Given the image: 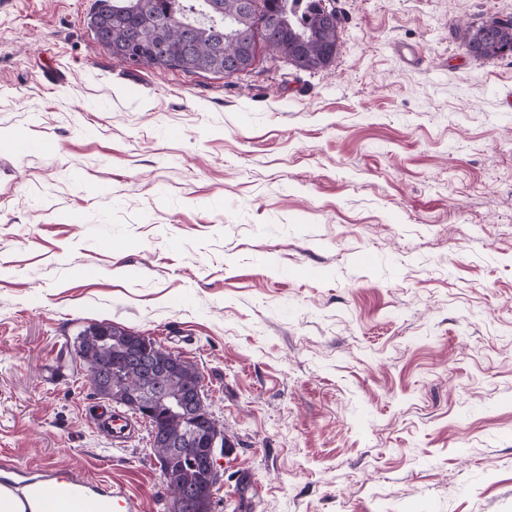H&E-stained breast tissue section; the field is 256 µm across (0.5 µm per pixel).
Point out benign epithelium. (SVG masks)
Here are the masks:
<instances>
[{
	"instance_id": "obj_1",
	"label": "benign epithelium",
	"mask_w": 512,
	"mask_h": 512,
	"mask_svg": "<svg viewBox=\"0 0 512 512\" xmlns=\"http://www.w3.org/2000/svg\"><path fill=\"white\" fill-rule=\"evenodd\" d=\"M88 333L103 345L90 371L89 382L94 392L107 401L109 392L117 393L132 412L153 423L156 444L204 472L202 481L173 493L171 512H182L188 507L196 512H212L214 491L223 479L219 457L224 455V432L208 409L203 383L192 386L185 394H171L162 388L163 380L182 361L170 351L168 357L154 359L151 368L140 372L136 384L112 389L108 378L118 363H134L141 356H152L157 345L148 336H115L96 323L88 325ZM172 416L187 421L186 430L172 432L167 426V419Z\"/></svg>"
}]
</instances>
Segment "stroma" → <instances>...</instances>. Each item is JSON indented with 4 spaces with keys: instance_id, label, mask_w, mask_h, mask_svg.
<instances>
[{
    "instance_id": "35a3bbf8",
    "label": "stroma",
    "mask_w": 512,
    "mask_h": 512,
    "mask_svg": "<svg viewBox=\"0 0 512 512\" xmlns=\"http://www.w3.org/2000/svg\"><path fill=\"white\" fill-rule=\"evenodd\" d=\"M95 0H0V459L170 494L73 341L195 364L212 512H512V0H337L336 57L135 71ZM415 46L418 63L398 55ZM468 51L482 57H500L512 54V23L500 24L496 19L469 29L465 34Z\"/></svg>"
}]
</instances>
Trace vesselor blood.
Instances as JSON below:
<instances>
[{
	"label": "vessel or blood",
	"instance_id": "b4317fda",
	"mask_svg": "<svg viewBox=\"0 0 512 512\" xmlns=\"http://www.w3.org/2000/svg\"><path fill=\"white\" fill-rule=\"evenodd\" d=\"M139 498L125 487L54 469L0 462V512H140Z\"/></svg>",
	"mask_w": 512,
	"mask_h": 512
}]
</instances>
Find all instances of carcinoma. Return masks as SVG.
I'll return each instance as SVG.
<instances>
[{"label": "carcinoma", "instance_id": "cac0c4a2", "mask_svg": "<svg viewBox=\"0 0 512 512\" xmlns=\"http://www.w3.org/2000/svg\"><path fill=\"white\" fill-rule=\"evenodd\" d=\"M322 0H96L89 25L97 42L112 52L132 49V68L181 69L200 67L186 60V49L196 57L215 59L224 72L238 50V38L259 30L263 18L277 19L268 46L293 67L309 71L329 65L336 57L339 25L321 22ZM466 48L482 57L512 54V24L488 21L465 34ZM77 354L92 365L94 345L82 329L75 338ZM155 457L169 489L202 473L173 462L163 448Z\"/></svg>", "mask_w": 512, "mask_h": 512}]
</instances>
